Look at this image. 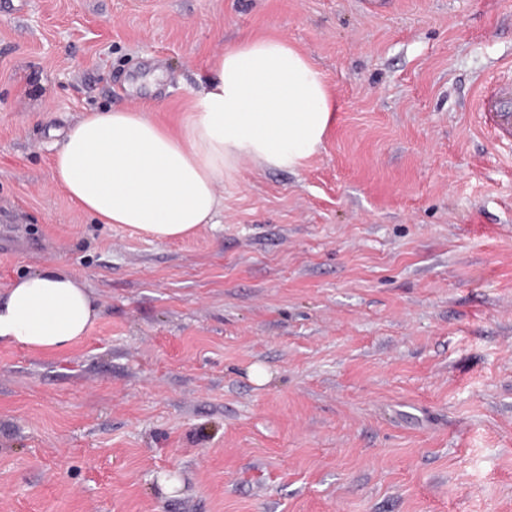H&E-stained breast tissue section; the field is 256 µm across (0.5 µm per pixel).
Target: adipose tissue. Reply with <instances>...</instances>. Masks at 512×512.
Returning a JSON list of instances; mask_svg holds the SVG:
<instances>
[{
    "mask_svg": "<svg viewBox=\"0 0 512 512\" xmlns=\"http://www.w3.org/2000/svg\"><path fill=\"white\" fill-rule=\"evenodd\" d=\"M335 119L336 104L304 53L276 37L244 38L217 56L179 131L144 107L91 112L56 144L52 167L99 222L171 241L213 223L216 186L240 163L302 167ZM97 316L85 285L48 267L0 298V343L57 351L81 340Z\"/></svg>",
    "mask_w": 512,
    "mask_h": 512,
    "instance_id": "1",
    "label": "adipose tissue"
}]
</instances>
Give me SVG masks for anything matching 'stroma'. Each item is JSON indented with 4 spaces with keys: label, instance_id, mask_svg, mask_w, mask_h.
Masks as SVG:
<instances>
[{
    "label": "stroma",
    "instance_id": "obj_1",
    "mask_svg": "<svg viewBox=\"0 0 512 512\" xmlns=\"http://www.w3.org/2000/svg\"><path fill=\"white\" fill-rule=\"evenodd\" d=\"M274 34L337 112L159 242L78 208L84 113L176 126L225 45ZM512 0H27L0 10V295L60 266L99 316L0 346V512H512ZM472 112H477L479 125L497 136L512 137V90L508 87L480 82Z\"/></svg>",
    "mask_w": 512,
    "mask_h": 512
}]
</instances>
